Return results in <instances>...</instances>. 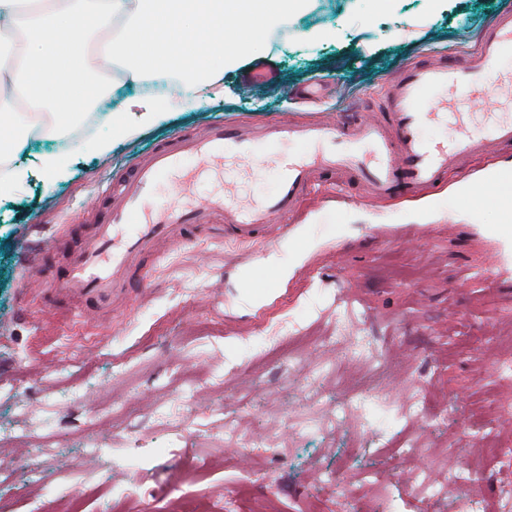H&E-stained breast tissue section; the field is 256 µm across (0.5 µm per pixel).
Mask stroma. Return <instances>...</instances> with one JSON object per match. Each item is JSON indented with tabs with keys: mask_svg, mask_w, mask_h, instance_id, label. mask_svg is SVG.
Segmentation results:
<instances>
[{
	"mask_svg": "<svg viewBox=\"0 0 512 512\" xmlns=\"http://www.w3.org/2000/svg\"><path fill=\"white\" fill-rule=\"evenodd\" d=\"M370 0H312L290 19L287 34L267 36L246 67L223 72L224 94L179 105L136 140L112 133V114L149 88L113 86L92 117L77 115L53 136L24 142L13 163L26 174L0 194V429L23 431L27 448L0 445V512H33L49 487L78 497L83 512H164L201 502L210 512H455L429 501L423 483L478 464L483 512H502L499 489L512 483V423L494 408H512V378L497 365L512 353V253L488 233L497 209L462 215L455 198L464 180L512 160V149L471 163L464 176L388 203L358 187L344 213L310 205L291 236L266 251L200 239L148 258L146 275L112 314L66 310L46 318L21 283L38 261L35 243L58 234L60 221L81 223L85 206L137 155L171 136L224 120L299 119L320 108L352 112L362 98L429 53L474 46L512 0H453L429 12L427 0H394L372 16ZM420 20L416 41L395 36L397 15ZM271 68L264 84L249 69ZM326 82L319 106L297 94ZM95 141L111 151L99 157ZM49 153L70 154L63 174L41 167ZM294 261L278 287L245 291L269 257ZM222 282L221 295L212 285ZM271 336L322 341V359L341 346L360 349L364 371L381 375L386 392L338 435L284 437L278 450L249 449L247 469L224 444V415L247 432L282 434L277 412L296 413L293 376L263 352ZM429 387L448 415L426 428L431 443L418 462L398 461L399 443L416 435L406 412L415 382ZM364 448L340 488L323 475L340 464L348 443ZM194 449L186 463L184 449ZM397 460L396 477L376 471ZM125 490L120 502L113 490Z\"/></svg>",
	"mask_w": 512,
	"mask_h": 512,
	"instance_id": "35a3bbf8",
	"label": "stroma"
}]
</instances>
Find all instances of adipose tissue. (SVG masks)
<instances>
[{
	"label": "adipose tissue",
	"mask_w": 512,
	"mask_h": 512,
	"mask_svg": "<svg viewBox=\"0 0 512 512\" xmlns=\"http://www.w3.org/2000/svg\"><path fill=\"white\" fill-rule=\"evenodd\" d=\"M309 0H0V129L37 126L41 115L62 118L97 98L82 75L90 40L99 55L130 79L180 80L170 97L152 98L137 114L112 116L113 134L134 138L173 111L180 98H205L219 79L207 63L216 53L225 69L254 52L251 28L281 26ZM245 28L240 40L214 45L227 23Z\"/></svg>",
	"instance_id": "obj_1"
}]
</instances>
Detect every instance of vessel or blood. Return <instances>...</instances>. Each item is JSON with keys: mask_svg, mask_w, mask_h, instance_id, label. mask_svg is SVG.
Instances as JSON below:
<instances>
[{"mask_svg": "<svg viewBox=\"0 0 512 512\" xmlns=\"http://www.w3.org/2000/svg\"><path fill=\"white\" fill-rule=\"evenodd\" d=\"M509 57L512 13L500 16L473 49L431 55L407 67L376 95L375 105L348 121L217 122L174 135L133 158L116 184L87 206L93 227L65 271L52 280L27 275L22 288L107 309L122 304L131 285L142 280V263L159 245L185 246L197 235L220 240L229 234L241 244L275 240L321 185L341 194L354 183L374 201L435 187L460 170L463 159L512 147V116L489 108L503 90H512V76L496 69ZM451 109L460 115L483 111L487 118L472 128L454 122L447 136L425 138L424 126ZM287 141L302 145V152H281ZM239 165L257 180L275 170V190L257 201L225 192L191 194V176ZM163 184L169 198L161 203L156 190ZM459 202L473 210H501V229L512 235V169L469 185Z\"/></svg>", "mask_w": 512, "mask_h": 512, "instance_id": "vessel-or-blood-1", "label": "vessel or blood"}]
</instances>
